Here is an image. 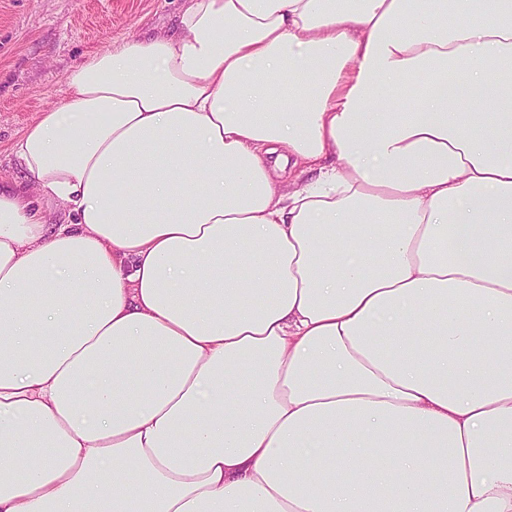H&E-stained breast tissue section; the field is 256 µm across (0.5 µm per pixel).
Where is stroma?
Masks as SVG:
<instances>
[{
    "mask_svg": "<svg viewBox=\"0 0 512 512\" xmlns=\"http://www.w3.org/2000/svg\"><path fill=\"white\" fill-rule=\"evenodd\" d=\"M178 0H0V181L24 182L13 147L65 95V75L131 35L173 28Z\"/></svg>",
    "mask_w": 512,
    "mask_h": 512,
    "instance_id": "obj_1",
    "label": "stroma"
}]
</instances>
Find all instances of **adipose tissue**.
Returning a JSON list of instances; mask_svg holds the SVG:
<instances>
[{"instance_id": "1", "label": "adipose tissue", "mask_w": 512, "mask_h": 512, "mask_svg": "<svg viewBox=\"0 0 512 512\" xmlns=\"http://www.w3.org/2000/svg\"><path fill=\"white\" fill-rule=\"evenodd\" d=\"M65 84L0 186V512H512V0H182Z\"/></svg>"}]
</instances>
